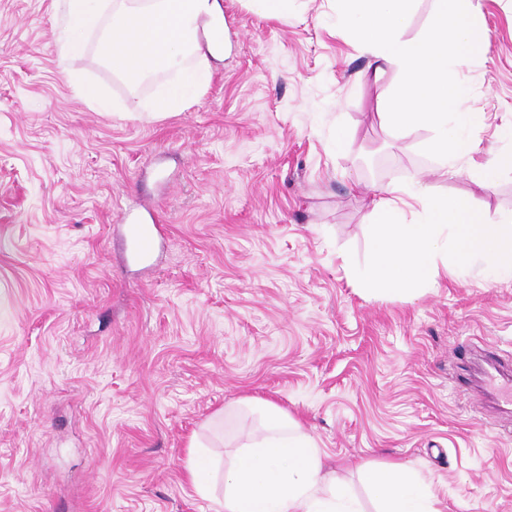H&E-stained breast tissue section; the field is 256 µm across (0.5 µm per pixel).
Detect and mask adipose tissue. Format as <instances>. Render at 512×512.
<instances>
[{"mask_svg":"<svg viewBox=\"0 0 512 512\" xmlns=\"http://www.w3.org/2000/svg\"><path fill=\"white\" fill-rule=\"evenodd\" d=\"M57 25L65 66L85 57L87 38L103 32L102 58L125 80L169 70L177 78L146 110L155 118L195 101L207 83V57L225 53L217 0H63ZM421 207L410 221L396 189L372 199V262L363 275L372 289L407 297L432 285L440 265L462 270L482 263L488 278L512 280V224L490 223L463 196L437 193L414 183L408 190ZM270 434L242 448L224 470V512H360L345 484L322 475L314 439L289 426L273 404L263 408ZM381 504L379 512H434L429 486L403 464L364 466Z\"/></svg>","mask_w":512,"mask_h":512,"instance_id":"adipose-tissue-1","label":"adipose tissue"}]
</instances>
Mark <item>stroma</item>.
Listing matches in <instances>:
<instances>
[{"label": "stroma", "instance_id": "1", "mask_svg": "<svg viewBox=\"0 0 512 512\" xmlns=\"http://www.w3.org/2000/svg\"><path fill=\"white\" fill-rule=\"evenodd\" d=\"M230 51L189 108L141 114L173 72L136 84L97 56L68 78L60 0H0V512H219L224 469L261 435L244 400L310 433L362 512L363 464L400 462L438 512H512V405L475 382L479 352L512 367V281L444 271L419 297L364 288L368 200L414 180L512 218V169L445 176L421 127L390 134L364 78L373 57L335 0L285 19L220 0ZM485 53L464 67L477 161L511 148L512 0H474ZM96 83L111 112L78 98ZM349 146L332 145L337 126ZM162 218L150 267L119 225ZM211 465L209 495L187 466Z\"/></svg>", "mask_w": 512, "mask_h": 512}]
</instances>
